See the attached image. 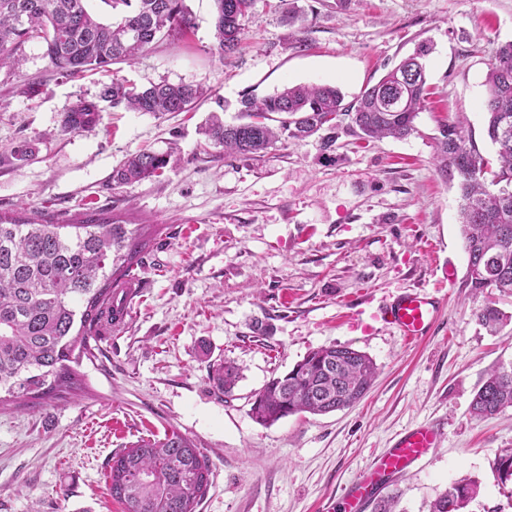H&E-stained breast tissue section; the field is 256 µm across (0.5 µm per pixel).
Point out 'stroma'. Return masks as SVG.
Instances as JSON below:
<instances>
[{
  "label": "stroma",
  "mask_w": 512,
  "mask_h": 512,
  "mask_svg": "<svg viewBox=\"0 0 512 512\" xmlns=\"http://www.w3.org/2000/svg\"><path fill=\"white\" fill-rule=\"evenodd\" d=\"M277 0H257L239 51L212 55V0H187L195 28L157 43L119 76L138 85L201 83L188 112L107 108L98 127L65 134L60 117L97 92L103 74L69 81L39 42L19 68L0 71V213L48 208L84 217L94 208L148 225L141 289L122 327L78 371L76 394L0 410V512H123L109 494L113 455L175 431L212 463L198 512H324L392 438L424 423L442 437L388 488L397 512H428L449 484L473 480L466 512H512V478L494 466L512 448V409L473 419L486 372L512 362V335L473 316L462 280L467 253L458 177L437 172L440 123L463 122L483 154L484 79L497 47L512 41V0H298L290 26ZM431 88L417 134L362 143L341 129L324 155L316 138L278 143L263 157L230 158L206 144L212 112L232 121L242 95L287 84L328 83L353 100L419 43ZM40 84L34 98L18 85ZM29 143L28 160L10 146ZM142 148L174 149L151 181L108 178ZM437 292L440 317L408 344L377 310L406 289ZM351 345L378 375L365 397L327 414L271 424L251 415L257 392L316 348ZM230 361L232 395L208 378Z\"/></svg>",
  "instance_id": "obj_1"
}]
</instances>
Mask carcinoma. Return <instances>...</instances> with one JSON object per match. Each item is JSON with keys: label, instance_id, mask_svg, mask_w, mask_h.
Segmentation results:
<instances>
[{"label": "carcinoma", "instance_id": "cac0c4a2", "mask_svg": "<svg viewBox=\"0 0 512 512\" xmlns=\"http://www.w3.org/2000/svg\"><path fill=\"white\" fill-rule=\"evenodd\" d=\"M88 0H0V70L20 65L18 52L41 41L54 72L75 79L107 71L148 52L153 43L193 28L186 0H102L111 8L104 23L87 9ZM211 54L233 55L253 18L255 0H213ZM428 48L387 71L344 103L332 85H286L262 98L244 95L238 116L226 122L212 115L205 134L226 157L252 158L279 140L318 136L320 149L335 150L344 120L370 143L405 139L428 96ZM487 136L495 155L468 142L460 123L444 124L436 138L434 162L441 175L459 178L460 215L468 255L462 287L484 297L476 322L498 333L512 321L485 295H512V41L498 47L485 77ZM203 94L200 84L162 81L139 88L112 75L98 94L78 99L62 113L60 129L76 133L101 123V103L135 112H188ZM281 114L279 129L267 124ZM171 153L142 149L112 171V182L130 184L161 175ZM145 225L130 226L103 212L79 224H59L35 210L28 219L0 214V408L27 401L63 398L80 388L76 366L98 349L104 304L120 314V288L133 277L141 253L151 243ZM377 374L367 354L346 345L308 352L291 370L272 378L254 396L252 417L273 424L285 417L324 415L363 398ZM210 379L225 394L235 387L237 368L212 366ZM512 408V363L487 371L474 391L470 414L489 418ZM209 458L189 438L172 433L140 439L112 457L110 494L126 512H196L211 486ZM474 482L450 485L429 512H462L477 495Z\"/></svg>", "mask_w": 512, "mask_h": 512}]
</instances>
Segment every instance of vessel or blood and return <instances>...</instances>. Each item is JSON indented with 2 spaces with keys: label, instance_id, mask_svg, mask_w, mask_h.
Listing matches in <instances>:
<instances>
[{
  "label": "vessel or blood",
  "instance_id": "obj_1",
  "mask_svg": "<svg viewBox=\"0 0 512 512\" xmlns=\"http://www.w3.org/2000/svg\"><path fill=\"white\" fill-rule=\"evenodd\" d=\"M440 308L441 302L435 295L422 289H408L384 304L379 317L394 326L406 341L413 342L429 335ZM438 437L437 429L430 425L399 434L369 472L346 488L328 512H365L393 479L406 473L436 446Z\"/></svg>",
  "mask_w": 512,
  "mask_h": 512
}]
</instances>
